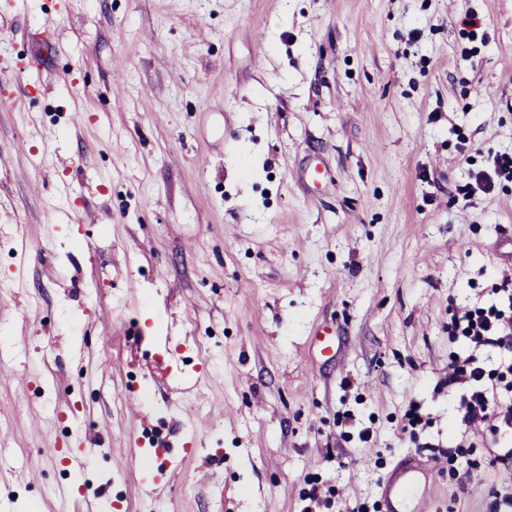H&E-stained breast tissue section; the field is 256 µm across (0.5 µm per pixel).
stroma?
Returning a JSON list of instances; mask_svg holds the SVG:
<instances>
[{"mask_svg": "<svg viewBox=\"0 0 512 512\" xmlns=\"http://www.w3.org/2000/svg\"><path fill=\"white\" fill-rule=\"evenodd\" d=\"M504 158L512 0H0V501L385 512L416 457L485 512ZM454 330H459L474 349L485 346L510 348L512 339V293L507 308L496 304L476 311L467 310L452 317ZM453 373L448 376L449 382L457 379V374L468 373V378L473 381V387L468 396L462 398L461 411L463 420L467 423L480 421H493V430L496 433H512V405L505 407L496 399L494 394L490 395L484 387L483 379L485 369L478 365L473 354L464 358L463 364L453 365Z\"/></svg>", "mask_w": 512, "mask_h": 512, "instance_id": "obj_1", "label": "stroma"}]
</instances>
